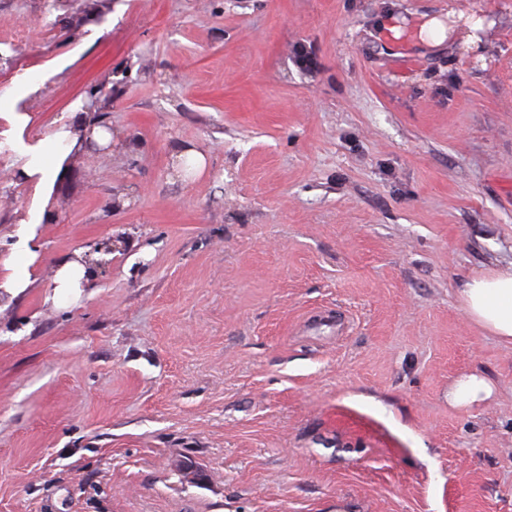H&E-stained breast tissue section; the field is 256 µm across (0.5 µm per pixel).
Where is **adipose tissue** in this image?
Here are the masks:
<instances>
[{
	"mask_svg": "<svg viewBox=\"0 0 512 512\" xmlns=\"http://www.w3.org/2000/svg\"><path fill=\"white\" fill-rule=\"evenodd\" d=\"M456 297L471 322L512 344V264L464 279Z\"/></svg>",
	"mask_w": 512,
	"mask_h": 512,
	"instance_id": "obj_1",
	"label": "adipose tissue"
}]
</instances>
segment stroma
Wrapping results in <instances>:
<instances>
[{"label": "stroma", "instance_id": "1", "mask_svg": "<svg viewBox=\"0 0 512 512\" xmlns=\"http://www.w3.org/2000/svg\"><path fill=\"white\" fill-rule=\"evenodd\" d=\"M49 2L0 0V512H512L456 298L512 263V0ZM91 94L118 143L41 179ZM81 257L71 260L63 265L58 276V287L63 290L82 288V282L91 274ZM494 395L492 382L483 375L470 373L448 388V403L453 406H472L486 402Z\"/></svg>", "mask_w": 512, "mask_h": 512}]
</instances>
